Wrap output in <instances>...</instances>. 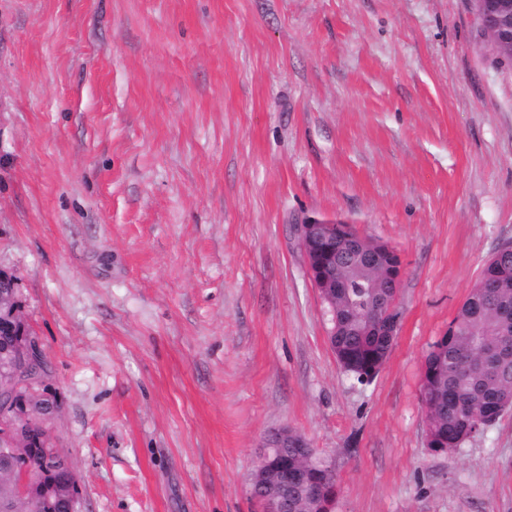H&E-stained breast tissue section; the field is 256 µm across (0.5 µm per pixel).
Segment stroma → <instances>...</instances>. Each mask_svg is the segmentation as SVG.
Masks as SVG:
<instances>
[{
  "instance_id": "stroma-1",
  "label": "stroma",
  "mask_w": 512,
  "mask_h": 512,
  "mask_svg": "<svg viewBox=\"0 0 512 512\" xmlns=\"http://www.w3.org/2000/svg\"><path fill=\"white\" fill-rule=\"evenodd\" d=\"M403 264L376 377L332 352L296 226ZM512 244V62L472 0H0V271L78 512H263L287 426L335 512H512V412L426 442L422 366Z\"/></svg>"
}]
</instances>
